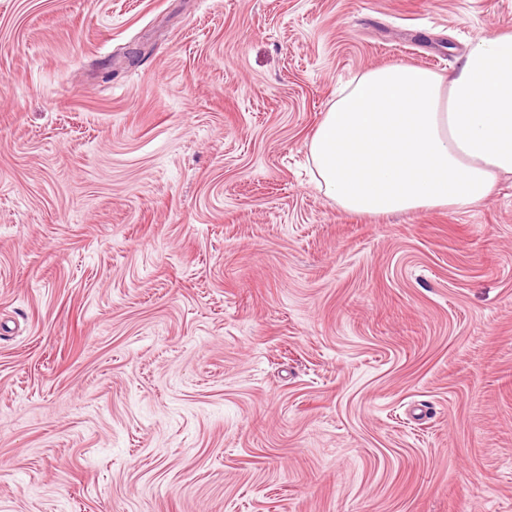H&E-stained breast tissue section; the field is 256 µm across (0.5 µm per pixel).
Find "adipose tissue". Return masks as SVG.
<instances>
[{
    "instance_id": "ef3b65f1",
    "label": "adipose tissue",
    "mask_w": 512,
    "mask_h": 512,
    "mask_svg": "<svg viewBox=\"0 0 512 512\" xmlns=\"http://www.w3.org/2000/svg\"><path fill=\"white\" fill-rule=\"evenodd\" d=\"M319 190L358 215L463 209L512 175V30L444 76L394 64L343 90L307 142Z\"/></svg>"
}]
</instances>
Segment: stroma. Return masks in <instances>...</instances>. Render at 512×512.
I'll use <instances>...</instances> for the list:
<instances>
[{"instance_id":"1","label":"stroma","mask_w":512,"mask_h":512,"mask_svg":"<svg viewBox=\"0 0 512 512\" xmlns=\"http://www.w3.org/2000/svg\"><path fill=\"white\" fill-rule=\"evenodd\" d=\"M512 0H0V512H512V177L341 211L306 144Z\"/></svg>"}]
</instances>
